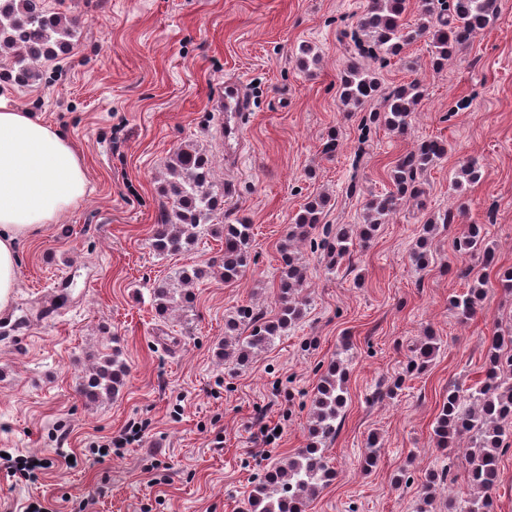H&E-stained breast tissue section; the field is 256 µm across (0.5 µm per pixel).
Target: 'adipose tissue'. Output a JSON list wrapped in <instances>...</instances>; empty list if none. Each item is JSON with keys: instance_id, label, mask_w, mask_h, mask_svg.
<instances>
[{"instance_id": "adipose-tissue-1", "label": "adipose tissue", "mask_w": 512, "mask_h": 512, "mask_svg": "<svg viewBox=\"0 0 512 512\" xmlns=\"http://www.w3.org/2000/svg\"><path fill=\"white\" fill-rule=\"evenodd\" d=\"M88 186L64 133L0 95V310L17 286L20 242L76 208Z\"/></svg>"}]
</instances>
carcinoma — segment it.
Returning <instances> with one entry per match:
<instances>
[{
	"instance_id": "cac0c4a2",
	"label": "carcinoma",
	"mask_w": 512,
	"mask_h": 512,
	"mask_svg": "<svg viewBox=\"0 0 512 512\" xmlns=\"http://www.w3.org/2000/svg\"><path fill=\"white\" fill-rule=\"evenodd\" d=\"M409 0H369L359 20V31L348 35V58L341 77L340 101L349 109L364 107L379 91V80L368 67L377 58L394 57L417 39L430 35L431 65L438 69L475 35L485 29L497 15V0H420L419 18L415 27L405 22ZM79 26L74 19L65 20L52 13L46 0H0V50L10 54L7 80L17 89H26L39 78L37 64L68 52L74 47ZM424 97L418 79L400 85L384 97L382 110L370 113L369 122L403 134L412 124L416 107ZM447 152L437 140L421 143L415 150L401 156L390 173L391 188L367 199L361 214L362 223L338 227L326 232L321 250L333 271L350 257L357 243L368 244L380 225L395 213L407 199L420 197L418 176L427 171ZM212 160L189 146L177 147L167 165L168 179L163 190L171 200L152 236V248L160 255L176 254L194 245L206 226L224 209V191L212 182ZM480 177V166L474 160L465 162L457 171L454 184L474 183ZM328 200L318 196L309 200L296 213L288 227L282 246V267L271 316L260 310L243 307L225 324L224 361L242 364L250 355L266 348L285 334L305 316L307 297L301 295L305 272L299 262L298 248L304 244L317 225L323 223ZM455 215L444 214L442 223H454ZM439 221L423 225V233L410 252L418 269L430 263L427 250L429 235ZM211 232L224 237L222 275L224 281L237 280L251 260L252 225L238 218L233 224H221ZM484 236L479 224H469L458 236L456 249L463 255L483 254L490 264L494 255L483 250ZM465 294L452 299V306L461 320L470 319L485 296L486 277L471 275ZM199 278L197 272L185 269L175 272L166 285L153 289L156 307L165 311L174 298H187L189 288ZM248 334H238L240 326ZM438 350L433 335L412 350L406 364L411 376L424 371ZM512 327L503 335L494 332L486 351L484 380L465 395L456 387H448V395L433 426L437 448H463L459 458H448V467L428 472L422 483L423 499L431 496L436 485L445 483L455 460L464 461L470 484L480 496L465 502L460 512H494L492 491L499 481L498 464L506 447L502 423L512 419ZM126 365L120 352L114 351L83 378L81 390L90 401L102 395H115L124 384ZM346 368L330 364L321 375V382L312 399L308 424L309 443L283 465H277L257 484L251 495V512H305L307 502L319 489L336 476L325 456V445L336 436V419L346 403Z\"/></svg>"
}]
</instances>
